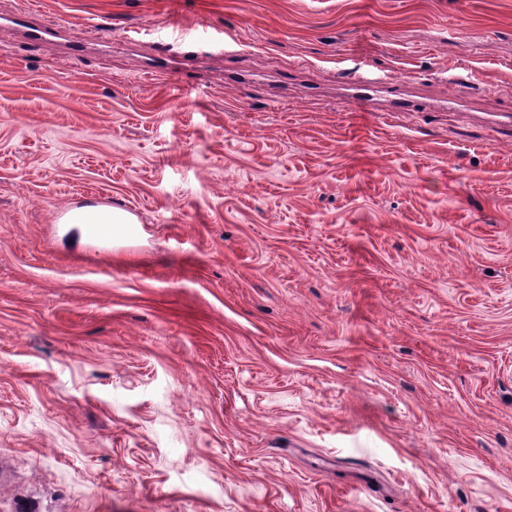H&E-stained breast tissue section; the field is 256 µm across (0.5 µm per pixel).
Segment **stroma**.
Masks as SVG:
<instances>
[{
	"instance_id": "obj_1",
	"label": "stroma",
	"mask_w": 512,
	"mask_h": 512,
	"mask_svg": "<svg viewBox=\"0 0 512 512\" xmlns=\"http://www.w3.org/2000/svg\"><path fill=\"white\" fill-rule=\"evenodd\" d=\"M24 10L0 512H512V0ZM65 224H133L132 214L109 206H84L70 210L61 219Z\"/></svg>"
}]
</instances>
